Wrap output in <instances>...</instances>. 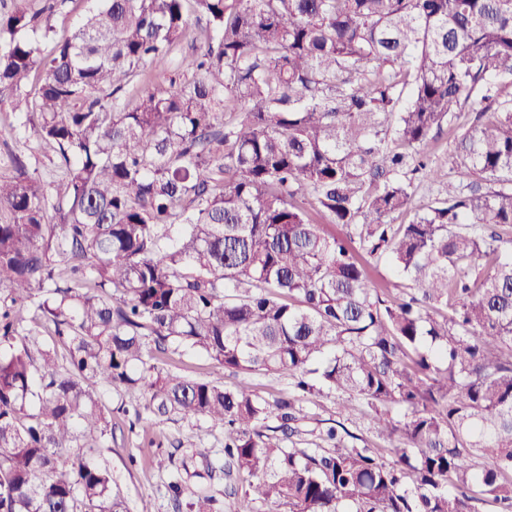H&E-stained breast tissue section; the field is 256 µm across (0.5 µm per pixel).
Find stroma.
<instances>
[{"instance_id":"obj_1","label":"stroma","mask_w":512,"mask_h":512,"mask_svg":"<svg viewBox=\"0 0 512 512\" xmlns=\"http://www.w3.org/2000/svg\"><path fill=\"white\" fill-rule=\"evenodd\" d=\"M191 50L190 41H183L166 59L148 66L139 81L126 85L118 98L122 105L133 106L141 85L153 79H168L182 74L180 61ZM473 114L463 111L452 124L435 132L429 147L432 167L441 176L451 174L454 167V141L470 125ZM32 115L0 106V177L14 173L13 156H22L29 171L44 181L55 179V158L49 150L32 149ZM166 368L192 380H209L228 387H238L271 401L291 392L288 378L262 371L232 374L221 370L206 357L172 348L164 358ZM105 404L112 410V434L106 437L99 459L109 465L118 480V490L129 504L130 512H190L189 502L197 495L213 497L212 512H232L238 496L243 495L247 480L242 476H203L201 455H208L214 464L224 461V429L203 418L186 419L178 415L154 421L144 413L145 399L136 390L115 392L100 390ZM339 400L333 394L308 395L300 402L299 432L289 441L293 448H319L320 433L326 427L343 423L356 435L361 445L383 447L384 442L370 429L371 411L363 402H354V410L345 420H338ZM142 418H135V411ZM181 481V493H174L170 484Z\"/></svg>"}]
</instances>
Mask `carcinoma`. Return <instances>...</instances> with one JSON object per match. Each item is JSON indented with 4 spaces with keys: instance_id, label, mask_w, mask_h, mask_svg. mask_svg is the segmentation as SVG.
<instances>
[{
    "instance_id": "1",
    "label": "carcinoma",
    "mask_w": 512,
    "mask_h": 512,
    "mask_svg": "<svg viewBox=\"0 0 512 512\" xmlns=\"http://www.w3.org/2000/svg\"><path fill=\"white\" fill-rule=\"evenodd\" d=\"M0 13V105L37 116L55 195L0 179V512H129L94 454L99 388L224 427L234 512H512V0H60ZM207 20L191 77L115 94ZM41 30L42 37L25 36ZM469 107L445 197L407 224V171ZM500 183L464 192V181ZM340 224L346 235L325 231ZM386 260L397 295L369 275ZM65 355L58 358L57 346ZM177 344L374 411L390 458L287 448L267 400L158 361ZM402 413L395 417L389 406ZM95 0H84L79 2L80 9H87L96 6ZM75 4L67 2L59 7V11L53 16L52 23L55 26L58 36L68 35L79 18L80 9L74 8Z\"/></svg>"
}]
</instances>
